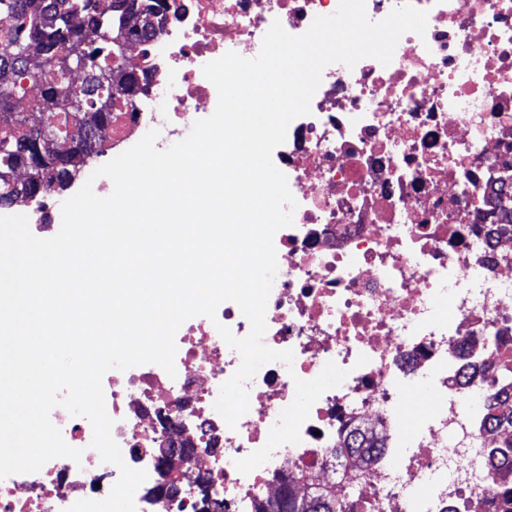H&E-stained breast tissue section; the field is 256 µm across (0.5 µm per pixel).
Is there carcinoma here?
Listing matches in <instances>:
<instances>
[{
    "label": "carcinoma",
    "mask_w": 512,
    "mask_h": 512,
    "mask_svg": "<svg viewBox=\"0 0 512 512\" xmlns=\"http://www.w3.org/2000/svg\"><path fill=\"white\" fill-rule=\"evenodd\" d=\"M85 0L83 13L72 10L69 0H0V12L13 15L15 25L0 47V127L12 134L0 138V208H11L49 191L64 190L74 174L99 154L98 130L110 120L103 106L112 103V93L127 95L135 78L117 63L123 45L112 40V29L151 33L137 0H114L113 9L99 12ZM75 69L90 71L87 86L70 89ZM29 82L44 101L43 116L32 120L15 110L14 98L21 81ZM42 165L29 169L30 176L13 183L4 170L23 167L32 155ZM488 423L505 433L503 450L492 466L500 480V512H512V395L490 405ZM379 440L356 428L347 433L345 451L354 459L369 461ZM304 482L296 475L283 479L288 489L278 507L271 501L258 512H344L329 489L310 487L314 504L296 495L294 487Z\"/></svg>",
    "instance_id": "1"
}]
</instances>
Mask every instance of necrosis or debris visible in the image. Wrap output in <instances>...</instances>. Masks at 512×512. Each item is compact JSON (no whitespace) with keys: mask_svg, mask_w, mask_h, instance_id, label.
<instances>
[{"mask_svg":"<svg viewBox=\"0 0 512 512\" xmlns=\"http://www.w3.org/2000/svg\"><path fill=\"white\" fill-rule=\"evenodd\" d=\"M406 1L426 12L425 37L405 34L386 66H327L310 115L291 122L272 155L298 207L274 236L264 343L293 350L292 365H264L247 385L249 411L228 427L214 402L241 358L217 328L242 338L250 323L226 301L215 318L182 325L176 377L155 364L104 375L112 435L126 464L148 474L136 512H255L279 475L296 472L335 488L345 512H499L488 459L500 436L486 410L512 388V230L499 225L501 207H512V0H366L368 16ZM142 5L153 34L126 42L137 85L112 100L105 140L116 155L153 128L160 150L185 138L217 96L204 65L229 51L255 57L276 19L303 34L339 0ZM20 212L37 237L60 229L51 194ZM330 361L347 376L312 405L300 443L239 472L293 401L296 379ZM475 366L497 375H472ZM50 419L81 462L58 458L0 480V512H65L117 481L90 447L86 418L57 406ZM353 427L384 450L343 470L334 455ZM163 448L188 451L167 499L157 491Z\"/></svg>","mask_w":512,"mask_h":512,"instance_id":"1","label":"necrosis or debris"}]
</instances>
